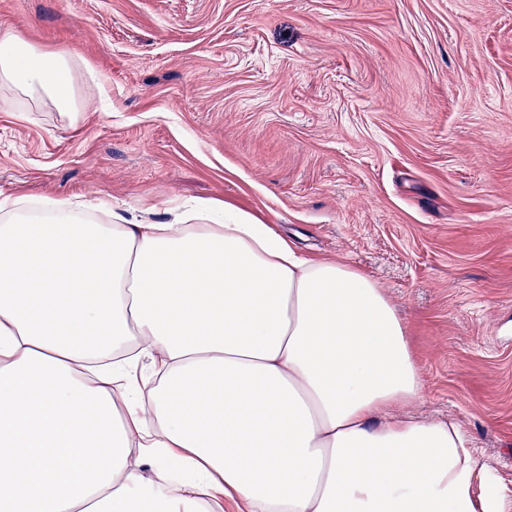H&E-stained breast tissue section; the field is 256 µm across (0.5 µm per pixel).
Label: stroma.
<instances>
[{
    "label": "stroma",
    "mask_w": 512,
    "mask_h": 512,
    "mask_svg": "<svg viewBox=\"0 0 512 512\" xmlns=\"http://www.w3.org/2000/svg\"><path fill=\"white\" fill-rule=\"evenodd\" d=\"M69 49L76 124L0 108V200L210 201L366 271L405 321L423 418L512 496V0H0Z\"/></svg>",
    "instance_id": "stroma-1"
}]
</instances>
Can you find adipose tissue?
Masks as SVG:
<instances>
[{"label":"adipose tissue","mask_w":512,"mask_h":512,"mask_svg":"<svg viewBox=\"0 0 512 512\" xmlns=\"http://www.w3.org/2000/svg\"><path fill=\"white\" fill-rule=\"evenodd\" d=\"M75 59L0 26V86L72 119ZM132 346L145 392L91 364ZM422 391L382 288L248 213L0 202V512H507L457 421L393 415Z\"/></svg>","instance_id":"ef3b65f1"}]
</instances>
